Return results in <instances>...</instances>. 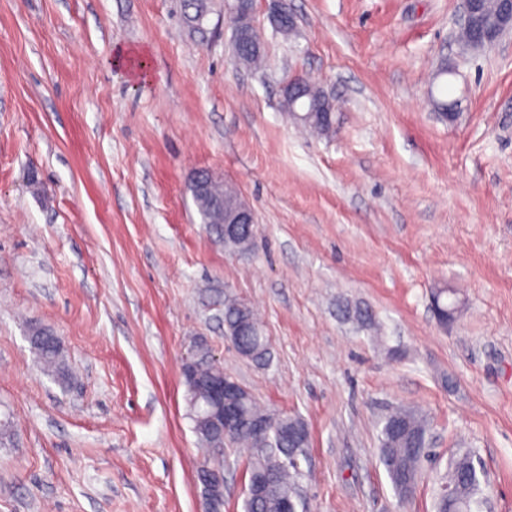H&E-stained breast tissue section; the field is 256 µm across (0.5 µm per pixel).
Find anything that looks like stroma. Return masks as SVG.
Instances as JSON below:
<instances>
[{
  "instance_id": "stroma-1",
  "label": "stroma",
  "mask_w": 512,
  "mask_h": 512,
  "mask_svg": "<svg viewBox=\"0 0 512 512\" xmlns=\"http://www.w3.org/2000/svg\"><path fill=\"white\" fill-rule=\"evenodd\" d=\"M460 5L288 0L285 37L255 0V72L223 0L201 33L182 0H0V512H202L181 371L198 337L307 423L304 512H434L459 448L512 512V35L463 48ZM298 73L335 98L333 134L280 110ZM199 170L253 209L248 255L206 232ZM435 288L458 303L445 327ZM228 293L259 313L266 363L225 337ZM33 323L71 384L43 372ZM392 407L430 422L404 500L379 460ZM248 458L224 450V512H243ZM243 37L236 47L238 58L246 66H258L264 59L261 37L251 19L241 27ZM28 332L31 349L40 360L46 374L59 383H65L69 379V371L62 344L54 329L49 325L35 324Z\"/></svg>"
}]
</instances>
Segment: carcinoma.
Listing matches in <instances>:
<instances>
[{
    "mask_svg": "<svg viewBox=\"0 0 512 512\" xmlns=\"http://www.w3.org/2000/svg\"><path fill=\"white\" fill-rule=\"evenodd\" d=\"M211 0H183V22L193 31L204 30V23L211 12ZM243 37L236 47V53L242 63L247 66H258L264 59L261 37L254 25L246 23L241 27ZM307 111L311 115L300 120V124L314 132L326 134L334 129L335 121L327 122L321 112L322 100L319 90L309 87L304 94ZM190 191L202 223L214 241L224 244V248L235 253H249L252 241L238 243L224 240V195L227 185L214 178L206 171L197 173L191 181ZM248 322V330L243 336H235L233 340L242 350L255 354L254 361L261 363L270 354L269 337L255 310L237 299L224 300V329L234 327L241 322ZM31 349L40 360L47 375L60 383L69 379V371L58 336L54 329L45 324H35L29 328ZM192 361L199 377L206 378L223 372V369L212 360L211 352L206 344L197 346ZM187 404L193 431L203 447L211 449L208 462L222 464L224 447L242 446L251 449L246 468L247 476L266 474L272 480L269 492L259 498L245 496L244 512H280L283 499L294 497L298 493L297 478L301 469L288 465V441L278 440V434L294 424L305 425L298 417L282 415L265 430H257L250 424L254 417H266L269 412L257 401L246 400L241 406L247 419L233 434L226 436L215 429L210 430L202 424L201 417L209 408L207 392L201 388L188 389ZM405 424L402 434L380 431L381 462L387 472L394 491L401 498L414 492L421 479L426 459L425 449L415 447V443L426 440L429 425L426 417L414 409H399ZM473 459L454 457L448 465L445 481L442 482L438 498L437 512H448V496H453L455 508L459 512H472L481 507L480 480L470 475Z\"/></svg>",
    "mask_w": 512,
    "mask_h": 512,
    "instance_id": "1",
    "label": "carcinoma"
}]
</instances>
